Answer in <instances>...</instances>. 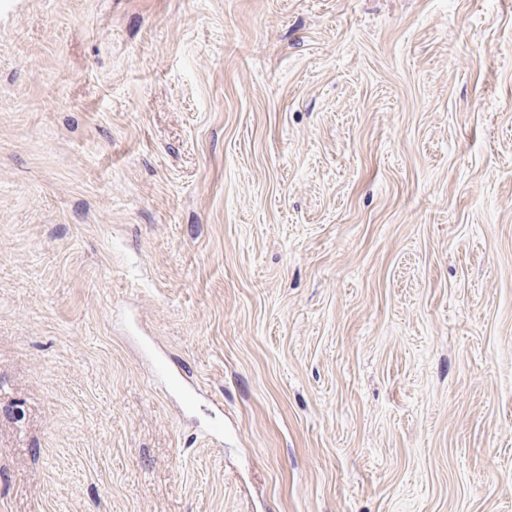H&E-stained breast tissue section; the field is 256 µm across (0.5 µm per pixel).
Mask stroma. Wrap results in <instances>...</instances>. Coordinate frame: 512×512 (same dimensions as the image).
Listing matches in <instances>:
<instances>
[{"mask_svg": "<svg viewBox=\"0 0 512 512\" xmlns=\"http://www.w3.org/2000/svg\"><path fill=\"white\" fill-rule=\"evenodd\" d=\"M0 512H512V0H0Z\"/></svg>", "mask_w": 512, "mask_h": 512, "instance_id": "obj_1", "label": "stroma"}]
</instances>
